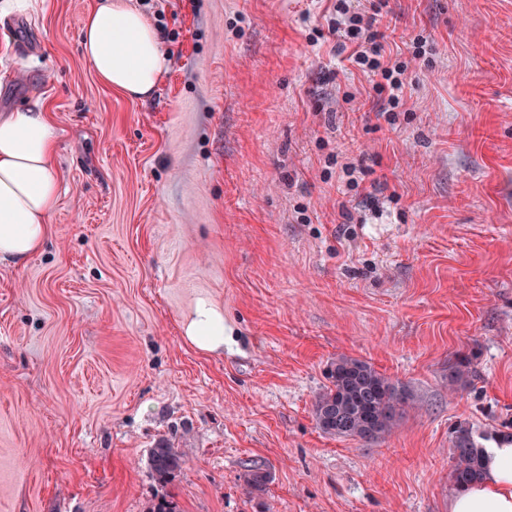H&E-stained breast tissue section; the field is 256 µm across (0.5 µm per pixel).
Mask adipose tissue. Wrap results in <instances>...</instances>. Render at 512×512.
Segmentation results:
<instances>
[{
	"mask_svg": "<svg viewBox=\"0 0 512 512\" xmlns=\"http://www.w3.org/2000/svg\"><path fill=\"white\" fill-rule=\"evenodd\" d=\"M81 51L98 79L135 98L152 94L166 66L155 28L130 0H99L84 21ZM56 130L42 103L0 116V262L19 264L51 233L58 204ZM228 331L224 314L199 300L185 329L197 349L217 352ZM448 512H512V441L488 449L480 481L458 488Z\"/></svg>",
	"mask_w": 512,
	"mask_h": 512,
	"instance_id": "ef3b65f1",
	"label": "adipose tissue"
}]
</instances>
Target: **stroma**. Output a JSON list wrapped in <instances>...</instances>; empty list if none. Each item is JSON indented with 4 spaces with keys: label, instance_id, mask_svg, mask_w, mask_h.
Listing matches in <instances>:
<instances>
[{
    "label": "stroma",
    "instance_id": "stroma-1",
    "mask_svg": "<svg viewBox=\"0 0 512 512\" xmlns=\"http://www.w3.org/2000/svg\"><path fill=\"white\" fill-rule=\"evenodd\" d=\"M12 2L0 114L45 104L61 189L0 263V512H448L455 427L512 433V0H389L387 49L427 40L392 125L331 0H132L167 57L145 100L81 52L96 0ZM201 298L222 351L185 336ZM341 356L411 392L389 435L317 427ZM161 439L190 451L164 482Z\"/></svg>",
    "mask_w": 512,
    "mask_h": 512
}]
</instances>
